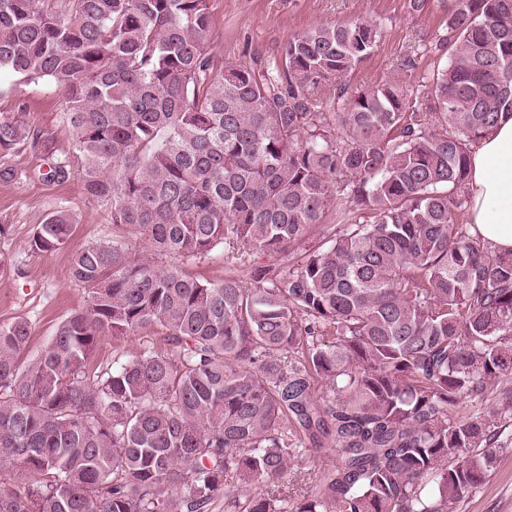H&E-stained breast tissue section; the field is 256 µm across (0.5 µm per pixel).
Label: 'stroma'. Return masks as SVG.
Segmentation results:
<instances>
[{
	"label": "stroma",
	"mask_w": 512,
	"mask_h": 512,
	"mask_svg": "<svg viewBox=\"0 0 512 512\" xmlns=\"http://www.w3.org/2000/svg\"><path fill=\"white\" fill-rule=\"evenodd\" d=\"M215 30L211 49L215 68L228 64L269 67L280 59L283 46L297 33L321 24H340L357 17L380 23L382 34L373 53L348 76L352 88L370 89L390 79H403L398 65L412 45L436 43L446 35L448 8L442 0H426L414 9L411 0H210ZM65 94L54 84L19 85L8 73H0V114L14 117L51 135L60 151H68L71 134L61 112ZM25 168L29 180L0 182V224L8 225L0 236V323L27 320L32 335L27 349L35 355L44 348L57 324L85 308L88 293L71 276V252L88 243L110 238L112 226L104 204L88 199L78 177L63 182L41 180L47 172L43 156L33 151L0 156V165ZM69 210L75 230L68 248L52 253L33 252L28 241L35 224L54 210ZM160 335L100 338L86 368L88 378L111 370L117 359L150 350L165 351ZM512 386V375L497 379L481 400H463L458 411L468 416L495 414L498 428L512 437V412L498 401L499 391ZM334 451L315 450L304 442L300 474L288 475L280 484L285 495L300 499L315 483L322 467L335 460ZM449 512H512V451L501 454L491 476L479 487L453 502Z\"/></svg>",
	"instance_id": "stroma-1"
}]
</instances>
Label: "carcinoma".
<instances>
[{
  "mask_svg": "<svg viewBox=\"0 0 512 512\" xmlns=\"http://www.w3.org/2000/svg\"><path fill=\"white\" fill-rule=\"evenodd\" d=\"M447 32L428 80L351 92L370 18L217 73L208 0H0V71L62 88L72 136L59 156L1 114L0 155H46L44 179L79 177L112 224L72 251L88 303L40 354L28 321L0 324V467L27 478L0 512H448L482 484L504 444L457 407L512 371V252L455 223L470 142L512 115V0H451ZM72 234L54 210L29 246ZM217 249L219 282L165 262ZM148 330L165 352L86 379L103 333ZM293 425L336 461L291 501Z\"/></svg>",
  "mask_w": 512,
  "mask_h": 512,
  "instance_id": "cac0c4a2",
  "label": "carcinoma"
}]
</instances>
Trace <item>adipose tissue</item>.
Returning <instances> with one entry per match:
<instances>
[{
	"mask_svg": "<svg viewBox=\"0 0 512 512\" xmlns=\"http://www.w3.org/2000/svg\"><path fill=\"white\" fill-rule=\"evenodd\" d=\"M465 221L498 253L512 252V116L469 152Z\"/></svg>",
	"mask_w": 512,
	"mask_h": 512,
	"instance_id": "1",
	"label": "adipose tissue"
}]
</instances>
